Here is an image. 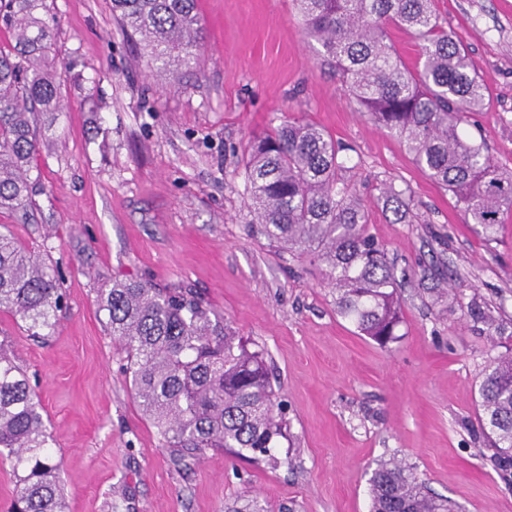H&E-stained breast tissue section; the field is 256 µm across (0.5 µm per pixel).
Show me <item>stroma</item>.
Returning a JSON list of instances; mask_svg holds the SVG:
<instances>
[{
	"label": "stroma",
	"instance_id": "stroma-1",
	"mask_svg": "<svg viewBox=\"0 0 512 512\" xmlns=\"http://www.w3.org/2000/svg\"><path fill=\"white\" fill-rule=\"evenodd\" d=\"M60 84L40 135L30 211L0 225L57 268L55 335L0 311V344L26 371L60 463L65 512H369L380 461L412 464L462 512H512L476 416L491 360L512 355V211L493 241L360 111L323 63L293 0H197L198 64L172 79L112 15V0H45ZM487 88L466 133L512 171V0H435ZM350 149L368 225L397 269L402 323L382 347L336 312L323 268L257 233L245 157L284 121ZM410 190L397 224L384 186ZM190 287L262 350L287 424L274 461L207 451L175 464L141 414L96 296L116 280Z\"/></svg>",
	"mask_w": 512,
	"mask_h": 512
}]
</instances>
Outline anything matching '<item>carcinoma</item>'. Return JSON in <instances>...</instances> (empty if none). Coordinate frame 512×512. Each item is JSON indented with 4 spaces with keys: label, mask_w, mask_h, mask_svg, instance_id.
<instances>
[{
    "label": "carcinoma",
    "mask_w": 512,
    "mask_h": 512,
    "mask_svg": "<svg viewBox=\"0 0 512 512\" xmlns=\"http://www.w3.org/2000/svg\"><path fill=\"white\" fill-rule=\"evenodd\" d=\"M295 2L323 62L336 68L360 107L401 138L416 165L492 239L502 212L512 211V172L461 129L468 113L482 109L485 87L467 51L440 24L434 0ZM43 8L44 0H0V19L17 29L15 44L0 49L1 210L22 209L31 199L40 146L32 116L54 112L60 102L47 69L52 28ZM112 15L171 74L198 59L195 0H112ZM393 27L413 33L421 66L402 62L390 39ZM343 151L326 131L302 122L256 138L245 162L250 206L261 235L325 264L336 313L387 346L402 323L395 268L369 231L363 199L342 177ZM383 194L395 222H404L411 195L391 186ZM64 300L55 269L0 231V311L43 339L53 334ZM97 305L126 353L134 398L177 465L187 468L214 448L274 459L285 432L264 355L193 289L119 281L98 293ZM478 394L481 429L511 462L512 356L491 361ZM0 462L9 464L14 480L7 512H65L43 407L1 344ZM369 484L372 512H451L448 500L431 493L403 460L378 463Z\"/></svg>",
    "instance_id": "obj_1"
}]
</instances>
